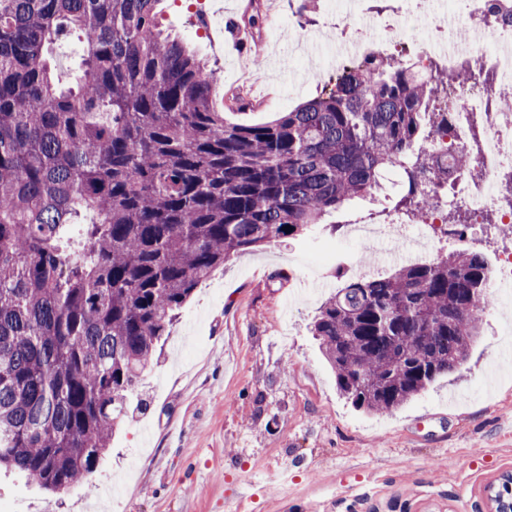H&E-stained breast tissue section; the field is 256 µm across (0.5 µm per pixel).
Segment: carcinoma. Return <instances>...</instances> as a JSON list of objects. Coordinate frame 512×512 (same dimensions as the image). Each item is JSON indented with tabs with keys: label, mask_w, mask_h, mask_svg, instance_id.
Instances as JSON below:
<instances>
[{
	"label": "carcinoma",
	"mask_w": 512,
	"mask_h": 512,
	"mask_svg": "<svg viewBox=\"0 0 512 512\" xmlns=\"http://www.w3.org/2000/svg\"><path fill=\"white\" fill-rule=\"evenodd\" d=\"M160 0H0V467L51 494L93 474L176 311L238 254L311 230L402 169L422 189L439 80L370 54L256 126L157 29ZM82 46L76 84L44 47ZM489 265L451 252L349 282L311 332L358 409L391 414L461 370Z\"/></svg>",
	"instance_id": "1"
}]
</instances>
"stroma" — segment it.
<instances>
[{
  "mask_svg": "<svg viewBox=\"0 0 512 512\" xmlns=\"http://www.w3.org/2000/svg\"><path fill=\"white\" fill-rule=\"evenodd\" d=\"M248 30L273 56L241 62L199 30L200 13ZM162 29L225 83L235 125L274 121L323 95L308 58L336 41L332 0H161ZM258 23H251V16ZM357 201L325 223L215 269L182 308L127 401L87 484L59 502L0 471V512H489L486 488L512 474V309L491 300L466 366L392 414L369 415L336 389L310 331L321 303L389 241L350 235Z\"/></svg>",
  "mask_w": 512,
  "mask_h": 512,
  "instance_id": "1",
  "label": "stroma"
}]
</instances>
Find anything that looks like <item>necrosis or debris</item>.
<instances>
[{
  "instance_id": "necrosis-or-debris-1",
  "label": "necrosis or debris",
  "mask_w": 512,
  "mask_h": 512,
  "mask_svg": "<svg viewBox=\"0 0 512 512\" xmlns=\"http://www.w3.org/2000/svg\"><path fill=\"white\" fill-rule=\"evenodd\" d=\"M349 10H357L350 0ZM366 23L346 49L333 50L336 66L371 53L406 50L429 74L447 80L438 101L446 112L451 136L432 131L424 145L433 166L425 178L437 179L447 167L448 181L430 193L423 217L376 205L369 233L388 238L408 261L428 260L432 245L443 237L466 244L487 215L512 224V113L499 112L497 103L512 99V0H399L389 13L365 6ZM468 68L471 81L458 85L455 74ZM468 154L472 165L458 170L454 153ZM415 225V245L405 244L408 225Z\"/></svg>"
}]
</instances>
